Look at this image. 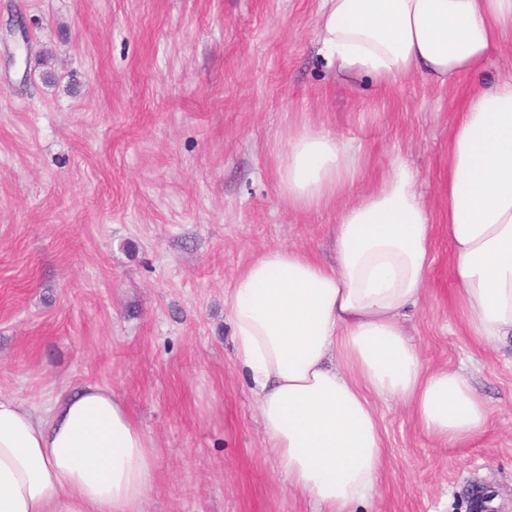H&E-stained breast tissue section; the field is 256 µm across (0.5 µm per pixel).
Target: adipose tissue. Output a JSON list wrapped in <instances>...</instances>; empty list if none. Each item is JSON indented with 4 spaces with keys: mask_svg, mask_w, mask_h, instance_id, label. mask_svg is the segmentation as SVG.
Instances as JSON below:
<instances>
[{
    "mask_svg": "<svg viewBox=\"0 0 512 512\" xmlns=\"http://www.w3.org/2000/svg\"><path fill=\"white\" fill-rule=\"evenodd\" d=\"M510 37L512 0H324L319 20L318 52L347 85L470 78L448 143V243L459 317L487 348L512 337V79L484 81ZM363 165L349 142L305 129L288 138L279 190L296 208L326 205ZM432 233L417 177L397 156L342 209L335 264L268 249L224 299L265 446L316 512H352L377 489L376 399L404 404L452 447L488 422L470 379L426 370L403 327L429 280ZM157 465L152 439L111 388L62 391L44 417L0 395V512H144Z\"/></svg>",
    "mask_w": 512,
    "mask_h": 512,
    "instance_id": "obj_1",
    "label": "adipose tissue"
}]
</instances>
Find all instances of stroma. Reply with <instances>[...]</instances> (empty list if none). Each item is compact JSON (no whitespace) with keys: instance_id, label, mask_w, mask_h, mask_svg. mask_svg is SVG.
I'll return each mask as SVG.
<instances>
[{"instance_id":"35a3bbf8","label":"stroma","mask_w":512,"mask_h":512,"mask_svg":"<svg viewBox=\"0 0 512 512\" xmlns=\"http://www.w3.org/2000/svg\"><path fill=\"white\" fill-rule=\"evenodd\" d=\"M323 0H0V394L46 414L64 387L115 390L159 451L145 512H314L288 492L234 362L224 297L262 251L329 261L340 209L395 154L433 224L430 280L406 326L426 367H464L485 429L442 447L378 401L379 491L357 512H512V340L458 316L448 138L467 93L414 75L349 88L318 55ZM359 147L331 205L278 189L288 138Z\"/></svg>"}]
</instances>
